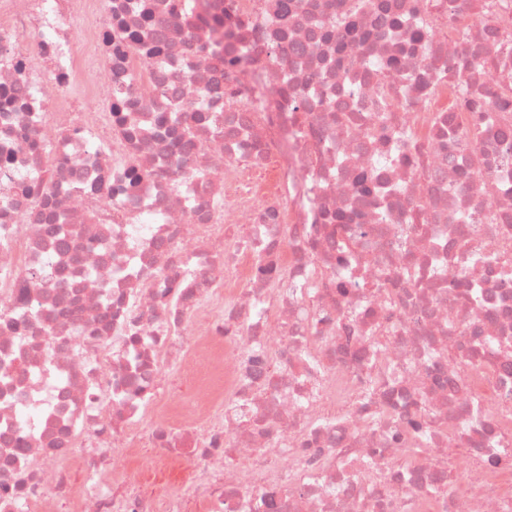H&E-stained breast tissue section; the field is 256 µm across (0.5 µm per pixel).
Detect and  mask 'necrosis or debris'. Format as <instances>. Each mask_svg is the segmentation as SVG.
Instances as JSON below:
<instances>
[{
	"label": "necrosis or debris",
	"mask_w": 512,
	"mask_h": 512,
	"mask_svg": "<svg viewBox=\"0 0 512 512\" xmlns=\"http://www.w3.org/2000/svg\"><path fill=\"white\" fill-rule=\"evenodd\" d=\"M352 2L0 0V512H512V0Z\"/></svg>",
	"instance_id": "necrosis-or-debris-1"
}]
</instances>
